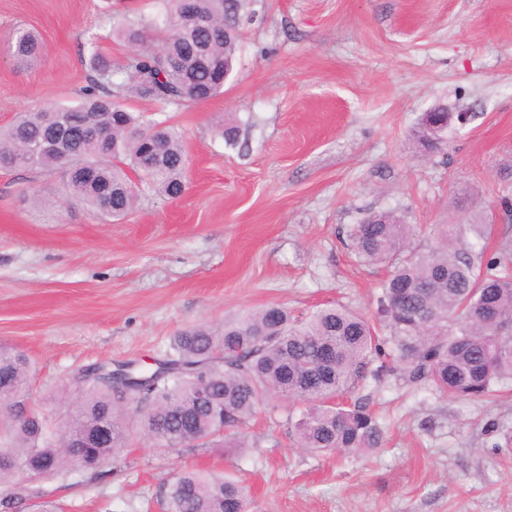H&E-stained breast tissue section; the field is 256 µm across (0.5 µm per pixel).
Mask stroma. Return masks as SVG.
Returning <instances> with one entry per match:
<instances>
[{
  "label": "stroma",
  "instance_id": "stroma-1",
  "mask_svg": "<svg viewBox=\"0 0 512 512\" xmlns=\"http://www.w3.org/2000/svg\"><path fill=\"white\" fill-rule=\"evenodd\" d=\"M162 0H0V128L46 103L73 105L87 83L90 37L113 63L117 28L157 17ZM43 40L20 68L15 27ZM237 63L220 95L179 107L127 106L182 131V197L140 196L107 222L63 201L59 175L0 170V346L38 372L32 397L61 420L64 391L105 362L147 368L200 322L282 305L295 315L337 302L373 315L386 271L350 237L375 211L405 223L496 226L487 254L512 249V0H246ZM469 116L448 144L412 142L431 108ZM237 128L235 141L216 134ZM57 199L41 208L33 193ZM384 428L381 448L313 455L267 405L248 445L159 448L136 422L105 475L52 478L66 512H164L184 467L251 487L248 512H512V384L494 399L439 397L400 373L356 392Z\"/></svg>",
  "mask_w": 512,
  "mask_h": 512
}]
</instances>
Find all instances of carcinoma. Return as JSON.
<instances>
[{"label":"carcinoma","instance_id":"1","mask_svg":"<svg viewBox=\"0 0 512 512\" xmlns=\"http://www.w3.org/2000/svg\"><path fill=\"white\" fill-rule=\"evenodd\" d=\"M243 0H165L155 20L119 30L136 47L124 63L90 43L89 82L74 106L44 105L0 129V168L59 173L67 199L106 221L124 218L145 190L174 198L185 189L182 132L129 111V90L161 105L208 100L222 89L213 69L232 68ZM39 35L14 32L15 64L41 58ZM120 82H114L115 75ZM461 224H434L413 245L411 225L392 211L366 216L351 232L358 257L390 267L376 321L341 305L294 317L279 304L244 311L224 324L175 336L166 358L121 395L98 378L77 385L68 416L52 422L31 399L34 366L0 347V486L25 474H105L126 447V419L164 447L196 441L245 448L249 421L283 398L295 443L319 455L357 454L382 445L369 405L344 397L389 372L441 395L483 399L512 382V254L483 260ZM165 512H247L248 490L222 475L183 469L163 494Z\"/></svg>","mask_w":512,"mask_h":512}]
</instances>
